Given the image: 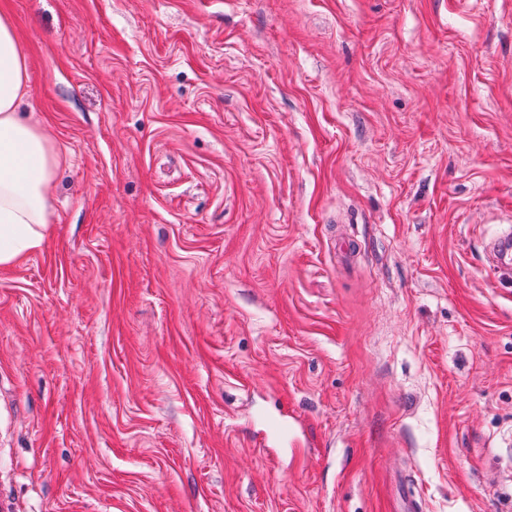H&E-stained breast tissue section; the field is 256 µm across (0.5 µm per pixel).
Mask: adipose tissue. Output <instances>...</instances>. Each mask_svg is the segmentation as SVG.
I'll return each mask as SVG.
<instances>
[{"label":"adipose tissue","mask_w":512,"mask_h":512,"mask_svg":"<svg viewBox=\"0 0 512 512\" xmlns=\"http://www.w3.org/2000/svg\"><path fill=\"white\" fill-rule=\"evenodd\" d=\"M29 61L14 21L0 12V266L42 247L61 153L45 130L24 120Z\"/></svg>","instance_id":"obj_1"}]
</instances>
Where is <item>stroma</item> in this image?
<instances>
[{
	"label": "stroma",
	"instance_id": "1",
	"mask_svg": "<svg viewBox=\"0 0 512 512\" xmlns=\"http://www.w3.org/2000/svg\"><path fill=\"white\" fill-rule=\"evenodd\" d=\"M0 11L64 157L0 512H512V0Z\"/></svg>",
	"mask_w": 512,
	"mask_h": 512
}]
</instances>
